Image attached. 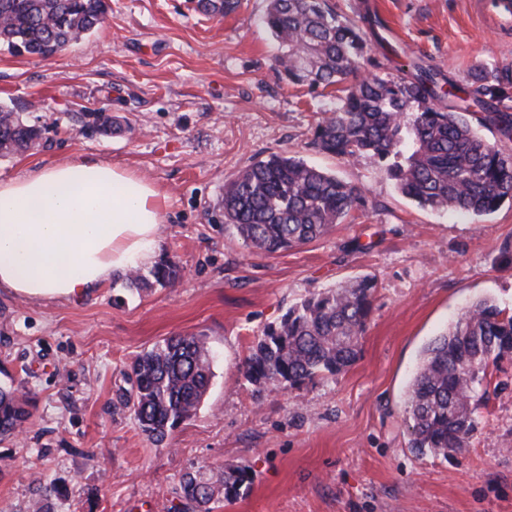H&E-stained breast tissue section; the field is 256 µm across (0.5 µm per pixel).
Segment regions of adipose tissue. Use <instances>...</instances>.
Instances as JSON below:
<instances>
[{
  "label": "adipose tissue",
  "instance_id": "1",
  "mask_svg": "<svg viewBox=\"0 0 512 512\" xmlns=\"http://www.w3.org/2000/svg\"><path fill=\"white\" fill-rule=\"evenodd\" d=\"M161 192L109 162H57L0 181V289L78 300L152 263Z\"/></svg>",
  "mask_w": 512,
  "mask_h": 512
}]
</instances>
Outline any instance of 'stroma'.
Masks as SVG:
<instances>
[{
	"mask_svg": "<svg viewBox=\"0 0 512 512\" xmlns=\"http://www.w3.org/2000/svg\"><path fill=\"white\" fill-rule=\"evenodd\" d=\"M105 21L42 59L0 47V106L42 131L38 148L0 157V180L96 157L164 194L158 260L183 268L174 288L123 280L80 301H29L0 290V384L31 416L23 440L0 442V512H170L181 476L246 465L250 489L215 512H512V354L491 365L475 398L468 448H409L404 400L430 341L472 302L512 312V201L482 217L442 215L403 197L376 158L356 163L313 145L332 90L288 81L262 17L193 0H107ZM377 13L368 32L380 74L406 56L466 84L472 70L512 63V29L481 0H334ZM117 117L123 134L87 117ZM284 152L362 187L366 208L324 237L274 255L250 253L219 213L225 183ZM368 276L376 290L356 361L289 390L256 387L244 362L265 327L321 289ZM206 336L209 393L155 446L115 399L132 360L171 336ZM55 491L41 498L42 487ZM241 6L240 0H197L196 9L208 15H230Z\"/></svg>",
	"mask_w": 512,
	"mask_h": 512,
	"instance_id": "obj_1",
	"label": "stroma"
}]
</instances>
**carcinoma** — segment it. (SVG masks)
I'll return each mask as SVG.
<instances>
[{
  "label": "carcinoma",
  "instance_id": "carcinoma-1",
  "mask_svg": "<svg viewBox=\"0 0 512 512\" xmlns=\"http://www.w3.org/2000/svg\"><path fill=\"white\" fill-rule=\"evenodd\" d=\"M241 0H196L208 15H230ZM105 0H0V45L17 54L49 57L97 30ZM264 23L278 42L275 62L293 82L325 88L348 83L336 109L315 128L322 152L356 162L378 158L399 192L436 213L482 217L512 200V156L483 139L463 112L445 101L473 93L492 124L512 137V113L495 104L512 99V63L475 70L467 91L417 63L395 76L364 69L371 63L366 30L382 25L369 12L347 18L328 0H269ZM38 128L19 112L0 107V156L30 149ZM365 207L361 187L285 153H272L241 169L224 185V226L245 246L273 255L328 234ZM155 282L174 287L182 270L173 260L154 271ZM376 282L364 277L326 288L288 307L258 337L244 376L254 386L297 389L322 375H336L356 360L373 306ZM512 352V314L490 301L472 303L424 350L409 385L405 420L410 448L446 453L468 446L475 426L473 401L489 364ZM213 352L202 335L172 336L139 355L130 388L116 392L141 430L159 446L192 418L214 377ZM29 411L15 390L0 386V441L16 435ZM250 480L246 466H201L182 475L178 512H212L219 496L230 500Z\"/></svg>",
  "mask_w": 512,
  "mask_h": 512
}]
</instances>
